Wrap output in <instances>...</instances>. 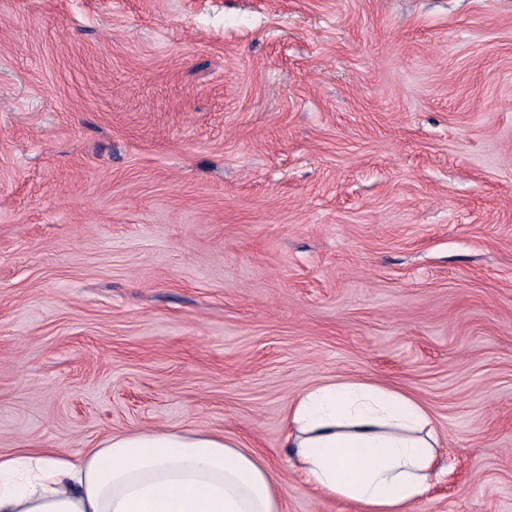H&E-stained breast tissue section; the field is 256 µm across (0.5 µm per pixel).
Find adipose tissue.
Segmentation results:
<instances>
[{
  "instance_id": "adipose-tissue-1",
  "label": "adipose tissue",
  "mask_w": 512,
  "mask_h": 512,
  "mask_svg": "<svg viewBox=\"0 0 512 512\" xmlns=\"http://www.w3.org/2000/svg\"><path fill=\"white\" fill-rule=\"evenodd\" d=\"M287 424L304 481L357 512H407L430 486L439 438L407 393L330 380L298 395ZM281 497L258 454L211 431H128L78 455L0 454V512H281Z\"/></svg>"
}]
</instances>
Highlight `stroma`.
I'll list each match as a JSON object with an SVG mask.
<instances>
[{
    "label": "stroma",
    "instance_id": "stroma-1",
    "mask_svg": "<svg viewBox=\"0 0 512 512\" xmlns=\"http://www.w3.org/2000/svg\"><path fill=\"white\" fill-rule=\"evenodd\" d=\"M367 379L423 403L410 512H512V0H0V454L282 446Z\"/></svg>",
    "mask_w": 512,
    "mask_h": 512
}]
</instances>
